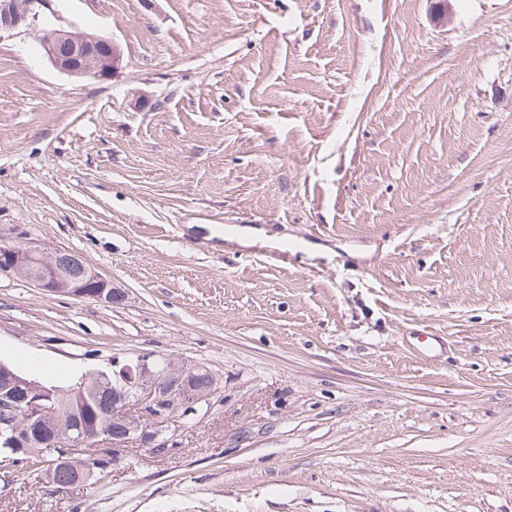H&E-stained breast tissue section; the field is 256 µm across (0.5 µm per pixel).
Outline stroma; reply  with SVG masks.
Instances as JSON below:
<instances>
[{
	"label": "stroma",
	"mask_w": 512,
	"mask_h": 512,
	"mask_svg": "<svg viewBox=\"0 0 512 512\" xmlns=\"http://www.w3.org/2000/svg\"><path fill=\"white\" fill-rule=\"evenodd\" d=\"M1 239L126 293L0 275L1 360L218 388L103 482L0 466V512H512V0H52L0 33ZM41 41L51 64L68 76L106 78L120 62L117 46L106 37L53 29L44 31ZM54 251L47 255L48 261L52 263L63 276H71L68 278L60 276L54 266L42 264V248L35 242H31L26 247L8 253L7 263H1L0 256V274L9 273L13 265L27 264L36 262L38 273L31 277L32 284L49 294H64L73 298H91L103 304L112 305L124 300V293L120 288L114 287L112 281L99 272L94 267L86 264L81 258H75V261L82 269L80 276L77 275L80 270L75 261L70 258V252ZM70 256V257H68ZM72 261L74 263L72 264Z\"/></svg>",
	"instance_id": "35a3bbf8"
}]
</instances>
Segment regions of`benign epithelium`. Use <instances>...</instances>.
<instances>
[{"label": "benign epithelium", "instance_id": "benign-epithelium-1", "mask_svg": "<svg viewBox=\"0 0 512 512\" xmlns=\"http://www.w3.org/2000/svg\"><path fill=\"white\" fill-rule=\"evenodd\" d=\"M50 2L0 0V32L34 26ZM41 41L51 64L68 76L106 78L120 62L117 46L106 37L53 29L44 31ZM32 263L36 264L38 273L31 277V282L46 293L91 298L107 305L124 300L121 289L80 258L77 259L82 269L80 276H60L53 266L42 264V248L35 242L9 253L8 261L0 262V274L9 272L14 265ZM194 371V367L159 370L152 354L123 362L114 357L112 370L83 374L70 393L83 395L91 383L112 386V422L119 426L120 434H111L104 419L96 418L87 425L68 428L58 419L45 436L41 433L40 421L52 414L44 403L46 386L19 375L0 360V455L7 461L13 454L26 452L28 446L40 442L56 449L55 462L71 463L86 460L90 445L94 447L95 457L112 453V464L116 465L134 444L162 451L170 447L169 433L179 420L197 413L198 407L207 401L193 386L191 374ZM22 409L31 414L32 422L23 433L18 428V413Z\"/></svg>", "mask_w": 512, "mask_h": 512}]
</instances>
